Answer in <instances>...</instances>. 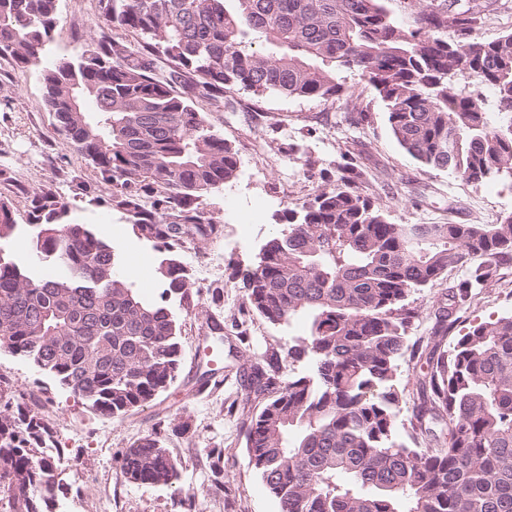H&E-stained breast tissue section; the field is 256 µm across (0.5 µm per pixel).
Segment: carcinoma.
Wrapping results in <instances>:
<instances>
[{"instance_id":"obj_1","label":"carcinoma","mask_w":512,"mask_h":512,"mask_svg":"<svg viewBox=\"0 0 512 512\" xmlns=\"http://www.w3.org/2000/svg\"><path fill=\"white\" fill-rule=\"evenodd\" d=\"M58 0H0V55L38 66ZM403 26L385 0H98L99 17L134 41L99 35L75 59L42 69L56 131L109 186L106 203L162 257L161 301L126 275L118 249L66 223L51 189L27 193L33 259L0 252V349L104 415L123 416L181 374L180 318L190 302L181 246L222 234L202 197L231 182L238 157L204 99L225 93L336 102L357 72L384 103L399 145L422 165L470 181L512 179V32L484 41L490 7L509 0H406ZM455 32L448 38V29ZM279 225L242 276L243 304L304 335L251 361L241 424L254 472L278 512H512V315L471 324L416 380L400 417L398 361L415 309L408 296L450 268L468 271L435 312L446 337L493 267L512 258L501 224H395L346 182L274 215ZM18 224L0 198V241ZM484 263L470 267L472 257ZM206 347L224 325L208 315ZM306 360L308 375L295 372ZM0 389V494L10 512H44L53 476L41 462L51 433ZM215 488L224 457L210 453ZM129 483L171 486L179 462L158 430L119 458Z\"/></svg>"}]
</instances>
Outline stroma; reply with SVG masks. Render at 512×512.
<instances>
[{
	"label": "stroma",
	"instance_id": "obj_1",
	"mask_svg": "<svg viewBox=\"0 0 512 512\" xmlns=\"http://www.w3.org/2000/svg\"><path fill=\"white\" fill-rule=\"evenodd\" d=\"M100 33L97 0H58V20L46 63L70 57ZM347 104L276 95L257 96L234 89L227 97L234 110L208 108L211 123L238 153L232 182L208 193L204 206L223 225L222 236L195 255L184 257L193 281L190 306L178 307L182 371L178 384L159 399L113 418L92 410L73 393L58 388L26 361L0 350V383L50 423L53 447L63 449L54 480L60 491L46 512H277V505L254 473L245 448L239 412L232 403L240 391L238 367L266 351L284 350L304 332L301 323L269 324L248 312L235 285L237 269L255 262L275 231L272 216L283 208L312 199L340 178L354 180L363 194L385 205L397 224H499L512 215V181L475 183L448 172L423 167L394 138L384 105L366 80L348 73ZM0 196L12 200L20 231L0 243V251L27 256L31 231L26 228L25 194L37 188L58 192L68 204L67 219L86 224L116 245L123 262H139L150 276L145 292L158 298L153 276L159 254L152 243L137 239L122 216L105 202L109 192L90 166L63 136L45 106L41 70L19 68L0 56ZM316 176H307L306 163ZM262 202L259 223L243 220L248 207ZM465 276L453 269L433 286L409 298L416 311L409 342L427 339L438 307ZM223 284L224 298L213 304L209 289ZM224 323V383L199 389L204 361L200 336L203 314ZM512 314V266L497 271L464 311L475 324ZM189 433H180L181 424ZM166 432V444L179 461L180 476L171 486L131 484L121 477L118 457L154 428ZM224 452V489L215 491L206 466L210 450Z\"/></svg>",
	"mask_w": 512,
	"mask_h": 512
}]
</instances>
